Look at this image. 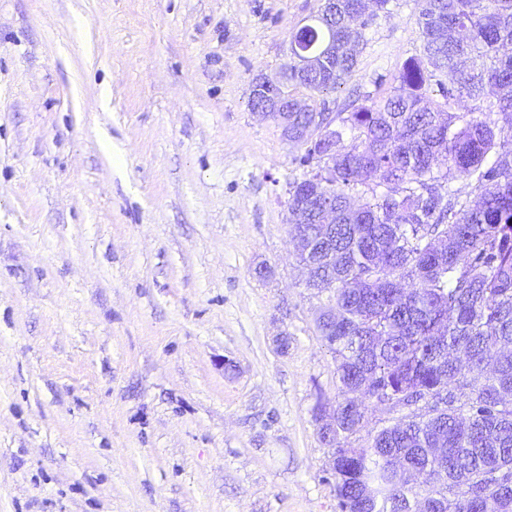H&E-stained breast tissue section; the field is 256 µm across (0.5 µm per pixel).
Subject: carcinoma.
I'll return each mask as SVG.
<instances>
[{
    "mask_svg": "<svg viewBox=\"0 0 512 512\" xmlns=\"http://www.w3.org/2000/svg\"><path fill=\"white\" fill-rule=\"evenodd\" d=\"M390 0H336V55L288 70L323 95L358 66ZM423 56L390 95L334 114L288 93V142L304 178L336 195L334 237L311 211L301 228L327 291L315 319L334 355L333 449L339 512H512V0H423ZM325 28L292 42L318 48ZM480 102L460 112L468 101ZM477 200L460 201L456 181ZM392 414L365 448L346 446L367 414Z\"/></svg>",
    "mask_w": 512,
    "mask_h": 512,
    "instance_id": "carcinoma-1",
    "label": "carcinoma"
}]
</instances>
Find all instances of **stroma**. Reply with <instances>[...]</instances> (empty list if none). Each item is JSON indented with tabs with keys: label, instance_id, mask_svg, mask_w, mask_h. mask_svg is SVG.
Here are the masks:
<instances>
[{
	"label": "stroma",
	"instance_id": "35a3bbf8",
	"mask_svg": "<svg viewBox=\"0 0 512 512\" xmlns=\"http://www.w3.org/2000/svg\"><path fill=\"white\" fill-rule=\"evenodd\" d=\"M321 6L0 0V512H339L303 170L248 105ZM420 10L378 13L332 111L390 93Z\"/></svg>",
	"mask_w": 512,
	"mask_h": 512
}]
</instances>
